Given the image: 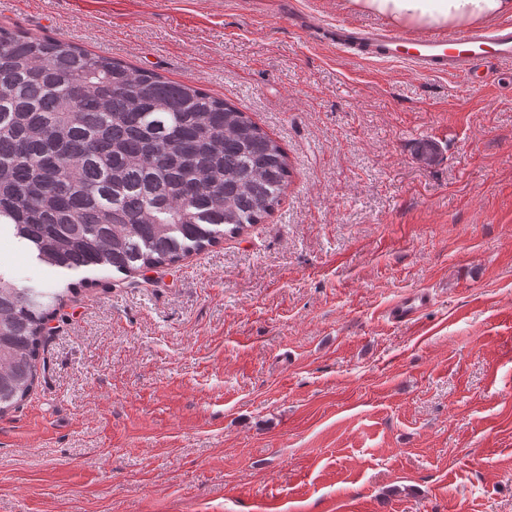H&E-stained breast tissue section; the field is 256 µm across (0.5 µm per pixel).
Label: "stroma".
<instances>
[{
  "label": "stroma",
  "instance_id": "1",
  "mask_svg": "<svg viewBox=\"0 0 512 512\" xmlns=\"http://www.w3.org/2000/svg\"><path fill=\"white\" fill-rule=\"evenodd\" d=\"M383 25L343 0H0V26L234 102L291 171L262 223L139 274L51 269L0 224L1 275L79 288L0 416V512H512V64L468 91L332 44ZM431 303V296L425 290L406 294L395 302L388 311V319L400 325L415 322Z\"/></svg>",
  "mask_w": 512,
  "mask_h": 512
}]
</instances>
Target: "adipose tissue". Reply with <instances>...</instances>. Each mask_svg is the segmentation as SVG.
I'll return each instance as SVG.
<instances>
[{
    "label": "adipose tissue",
    "mask_w": 512,
    "mask_h": 512,
    "mask_svg": "<svg viewBox=\"0 0 512 512\" xmlns=\"http://www.w3.org/2000/svg\"><path fill=\"white\" fill-rule=\"evenodd\" d=\"M346 5L411 30H445L512 17V0H346Z\"/></svg>",
    "instance_id": "1"
}]
</instances>
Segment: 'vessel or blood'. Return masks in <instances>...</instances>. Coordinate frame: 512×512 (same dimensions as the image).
I'll return each mask as SVG.
<instances>
[{
  "mask_svg": "<svg viewBox=\"0 0 512 512\" xmlns=\"http://www.w3.org/2000/svg\"><path fill=\"white\" fill-rule=\"evenodd\" d=\"M340 50L359 58L405 62L424 75L446 72L465 78L481 58L512 63V23L476 28L456 38H407L388 30H365ZM430 303L429 292H410L391 306L388 318L400 325L413 323Z\"/></svg>",
  "mask_w": 512,
  "mask_h": 512,
  "instance_id": "vessel-or-blood-1",
  "label": "vessel or blood"
}]
</instances>
